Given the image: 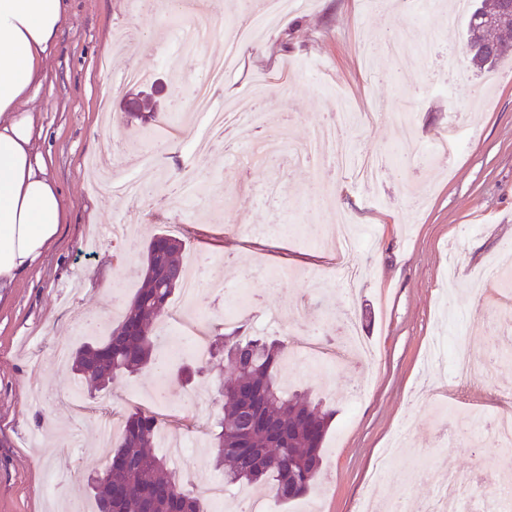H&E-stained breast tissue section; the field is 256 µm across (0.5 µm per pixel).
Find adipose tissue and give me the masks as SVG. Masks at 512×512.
Instances as JSON below:
<instances>
[{
	"label": "adipose tissue",
	"instance_id": "1",
	"mask_svg": "<svg viewBox=\"0 0 512 512\" xmlns=\"http://www.w3.org/2000/svg\"><path fill=\"white\" fill-rule=\"evenodd\" d=\"M69 0H0V289L14 287L59 236L63 197L24 104L46 78Z\"/></svg>",
	"mask_w": 512,
	"mask_h": 512
}]
</instances>
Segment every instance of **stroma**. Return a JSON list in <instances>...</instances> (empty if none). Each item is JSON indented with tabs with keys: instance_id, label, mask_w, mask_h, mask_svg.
<instances>
[{
	"instance_id": "1",
	"label": "stroma",
	"mask_w": 512,
	"mask_h": 512,
	"mask_svg": "<svg viewBox=\"0 0 512 512\" xmlns=\"http://www.w3.org/2000/svg\"><path fill=\"white\" fill-rule=\"evenodd\" d=\"M451 2L409 0L405 8L383 11L373 0H301L276 27L256 32L215 102L227 109L262 106L269 132L287 125L289 145L272 161L235 173L225 154L207 148L204 116L170 110L173 98L187 97L206 62L223 57L219 36L232 0H218L199 52L173 58L157 49L163 17L137 13L135 0H71L46 61L47 78L28 104L47 133L40 147L51 153L49 172L62 191L66 222L37 266L0 292V512H47L49 503L66 508L76 500L93 512L86 489L104 462L89 450L110 409L160 414L163 430L187 448L169 460L177 472H191L185 490L199 492L202 482L223 477L208 439L195 436L196 427H210L215 417L223 361L211 358L203 374L186 382L180 373L195 361L183 356L170 366L169 397H153L156 366L171 341H190L176 320L181 294L155 322V368L99 391L52 361L60 345L73 352L101 341L84 321L108 312L120 317L140 285L134 267L159 231L182 239L186 255L200 256L203 272L223 282L222 293L204 292L196 304L208 335L244 324L291 347L312 344L320 354L341 347L338 322L349 316L371 347L370 362L359 368H286L291 388L336 412L325 440V472L313 492L322 512H356L382 449L400 433L412 440L395 461L399 467L439 456L449 468L467 471L500 455L486 431L442 448L437 429L442 419L460 426L464 411L491 417L512 410V358L478 379L457 377L451 359L427 358L434 339L452 345L460 327L479 357L511 343L504 314L512 310V289L494 282L478 296L469 283L512 242V54L490 72H468L448 85L445 56L458 69L468 64L464 21L450 29L441 18ZM391 34L431 42L435 60L409 54L397 64L381 55L375 66L365 65L360 45ZM132 68L147 82L122 80ZM336 86L355 111L370 113L381 94L392 110L407 113L426 157L409 166L392 160L388 174L374 180L357 179L353 167L329 171L323 207L308 209L304 202L315 185L292 148L336 111ZM105 112L112 115L116 150H139L147 133L166 145L153 168L119 169V177L146 186L137 199L93 183L88 162L104 148ZM347 140L357 163L390 150L396 127L373 117ZM203 173L211 185L231 182L229 195L208 191L193 204L173 198L183 180ZM273 183L281 194L269 193ZM341 214L361 231L348 258L361 272L352 284L336 252L311 235ZM242 288L255 298L253 311L225 319L226 301ZM70 395L87 408L86 420H74Z\"/></svg>"
}]
</instances>
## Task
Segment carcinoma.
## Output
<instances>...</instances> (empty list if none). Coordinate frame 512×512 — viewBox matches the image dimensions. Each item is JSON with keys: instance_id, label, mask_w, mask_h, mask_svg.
<instances>
[{"instance_id": "obj_1", "label": "carcinoma", "mask_w": 512, "mask_h": 512, "mask_svg": "<svg viewBox=\"0 0 512 512\" xmlns=\"http://www.w3.org/2000/svg\"><path fill=\"white\" fill-rule=\"evenodd\" d=\"M469 11L466 53L477 71L493 67L507 51L493 36L476 35ZM182 239L159 232L145 246L138 267L141 285L122 319L101 342L81 346L71 369L90 385L106 389L125 374L151 364V326L175 290L186 266ZM222 349L231 376L218 392L220 413L210 432L224 484L248 485L280 500L304 497L323 468V443L334 412L321 401L285 389L281 370L287 344L280 338L246 336L235 329L218 333L211 349ZM158 420L136 410L125 420L117 447L108 449L102 474L93 479L96 512H207L204 498L189 496L180 477L155 451Z\"/></svg>"}]
</instances>
